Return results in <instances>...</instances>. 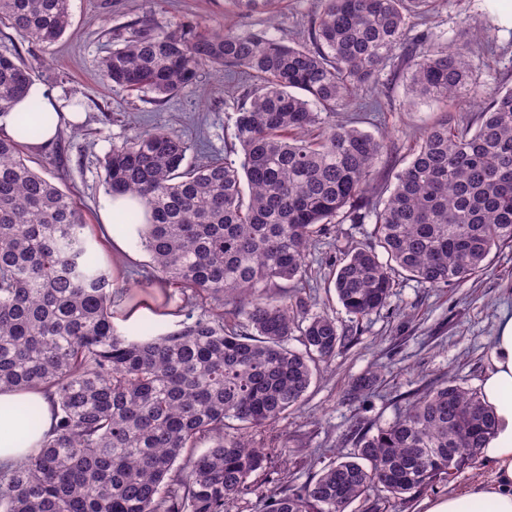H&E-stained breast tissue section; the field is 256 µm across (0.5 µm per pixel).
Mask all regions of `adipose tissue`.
<instances>
[{"label":"adipose tissue","mask_w":512,"mask_h":512,"mask_svg":"<svg viewBox=\"0 0 512 512\" xmlns=\"http://www.w3.org/2000/svg\"><path fill=\"white\" fill-rule=\"evenodd\" d=\"M137 196L124 194L106 197L100 219L112 239L113 247L126 251L137 241L135 225L125 223V213L139 209ZM481 396L494 411L495 431L480 450V460L490 475L442 497L424 499L422 512H512V315L497 323L489 350V362L481 381ZM38 409L41 424L28 428L20 419L18 407ZM53 409L38 390H0V465L8 467L31 459L51 426Z\"/></svg>","instance_id":"1"}]
</instances>
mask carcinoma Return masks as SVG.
<instances>
[{"instance_id": "carcinoma-1", "label": "carcinoma", "mask_w": 512, "mask_h": 512, "mask_svg": "<svg viewBox=\"0 0 512 512\" xmlns=\"http://www.w3.org/2000/svg\"><path fill=\"white\" fill-rule=\"evenodd\" d=\"M320 2L297 43L268 29L141 20L100 60L105 80L158 100L206 69L249 80L230 142L239 163L186 166L190 144L159 128L136 129L106 154V194H135L150 214L138 231L153 274L135 287L115 288L72 199L0 131V389L41 388L56 406L38 455L0 471V512H230L254 474L288 455L258 436L299 409L320 364L357 340L302 295L316 239L338 221L374 224L329 280L356 324L387 305L395 275L458 287L512 243V88L482 79L471 53L478 42L493 48L495 29L443 41L416 30L414 18L448 0ZM227 3L244 18L274 12L276 0ZM0 26L49 47L71 27L69 0H0ZM401 81L410 106H482L425 127L408 162L379 172L386 135L337 115L353 91ZM32 84L20 54L1 51L0 114ZM46 119L32 99L18 129L36 137ZM154 281L201 313L131 339L114 308ZM280 281L293 291L274 292ZM494 428L479 393L436 379L392 421L355 432L354 453L309 460L320 469L303 484L276 479L255 512H347L374 489L408 501L464 468Z\"/></svg>"}]
</instances>
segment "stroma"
Masks as SVG:
<instances>
[{"mask_svg":"<svg viewBox=\"0 0 512 512\" xmlns=\"http://www.w3.org/2000/svg\"><path fill=\"white\" fill-rule=\"evenodd\" d=\"M506 7L505 0H450L424 25L446 35L464 25L473 29L498 26L496 51H482L478 57L484 75L512 86V29L501 23ZM317 9L318 0H280L276 17L255 12L241 21L225 12L224 0H71V28L52 46L22 41L14 45L0 35V51L18 47L23 59L33 65L35 84L83 103V124L65 127L52 145L39 150L27 148L23 154L31 167L54 178L70 193L90 233L97 238L99 260L110 267L119 284L145 279L152 265L139 245H129L127 253L118 254L102 234L98 210L105 195L106 152L135 127H158L176 131L190 143L189 162L223 160L240 88L238 81L207 70L196 87L157 104L151 94L104 82L98 71L100 59L128 36V23L137 19L158 27L200 19L217 31L241 22L262 29L273 19L277 22L276 35L291 40L301 37ZM406 100V88L399 84L386 98L382 111L353 106L343 117L356 121L361 130L387 133L393 158L402 160L422 127L459 115L461 108L454 101L410 108ZM371 232L368 224H338L328 238L313 245L307 281L316 310L347 322L336 296L325 290L330 272L325 259L368 243ZM487 262V270L459 287L436 288L397 276L387 307L359 324L358 344L321 365L302 406L267 432V444H284L291 450L290 455L275 460L279 475L298 485L308 480L311 472L297 465V455L306 456L319 448L353 452L350 430L390 422L406 398L434 378L454 374L465 386L479 389L497 322L502 314L512 313V246L492 251ZM370 371L377 372L376 383L368 395L353 398L355 380Z\"/></svg>","mask_w":512,"mask_h":512,"instance_id":"1","label":"stroma"}]
</instances>
